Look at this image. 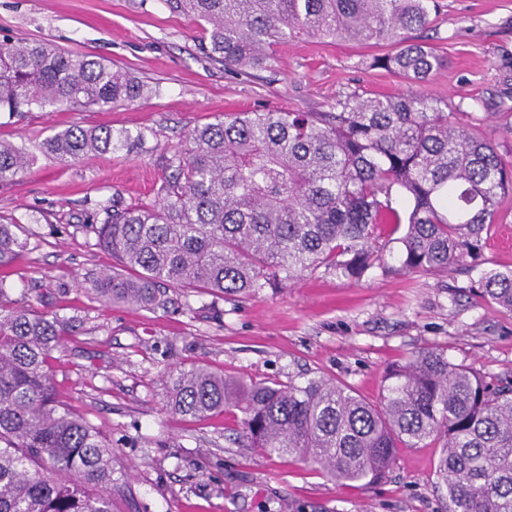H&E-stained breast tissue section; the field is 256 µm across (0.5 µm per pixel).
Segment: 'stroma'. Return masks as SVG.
Here are the masks:
<instances>
[{
  "instance_id": "obj_1",
  "label": "stroma",
  "mask_w": 512,
  "mask_h": 512,
  "mask_svg": "<svg viewBox=\"0 0 512 512\" xmlns=\"http://www.w3.org/2000/svg\"><path fill=\"white\" fill-rule=\"evenodd\" d=\"M428 44L447 58L429 91L483 118L501 154L512 153V0H441ZM202 30L163 0H0V38L39 41L107 60L158 94L97 108L22 116L0 112V139L34 165L0 183V215L29 249L0 270L12 298L76 321L52 353L59 401L112 444V512H445L438 448H402L385 480L335 488L303 462L250 447L238 411L185 419L167 411L161 379L205 364L229 377L281 382L323 376L378 401L387 368L422 349L496 377L512 372V313L478 300L472 285L512 270V196L467 269L399 272L396 232L383 226L381 259L358 280L307 274L254 297L228 296L220 314L165 316L101 303L77 284L112 257L86 230L89 213L119 201L149 205L172 147L194 125L232 112H320L351 93L396 95L404 77L369 68L373 48L301 36L276 46L269 67L233 75L199 49ZM109 127L125 146L65 163L42 144L66 128Z\"/></svg>"
}]
</instances>
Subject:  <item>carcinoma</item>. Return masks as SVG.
I'll list each match as a JSON object with an SVG mask.
<instances>
[{
  "label": "carcinoma",
  "mask_w": 512,
  "mask_h": 512,
  "mask_svg": "<svg viewBox=\"0 0 512 512\" xmlns=\"http://www.w3.org/2000/svg\"><path fill=\"white\" fill-rule=\"evenodd\" d=\"M204 31L208 58L241 74L268 66L299 35L394 45L369 66L418 90L336 99L324 112H235L194 126L167 159L149 206L104 209L89 228L115 266L81 289L101 302L183 315L190 297L216 310L309 272L360 279L379 260V226L405 225L399 270L446 271L480 253L506 197L512 161L482 129L426 91L446 59L408 37L430 28L440 0H164ZM149 94L102 59L36 42L0 41V112L104 108ZM130 140L109 128H67L45 153L75 161ZM34 157L0 141V183ZM28 246L0 219V267ZM512 312V271L475 288ZM67 322L9 297L0 279V512H112V445L56 400L49 369ZM166 408L205 418L237 410L251 447L302 461L336 487L385 479L397 449L439 445L447 512H512V378L493 382L427 349L392 365L378 403L322 377L284 384L234 379L203 364L164 377Z\"/></svg>",
  "instance_id": "1"
}]
</instances>
